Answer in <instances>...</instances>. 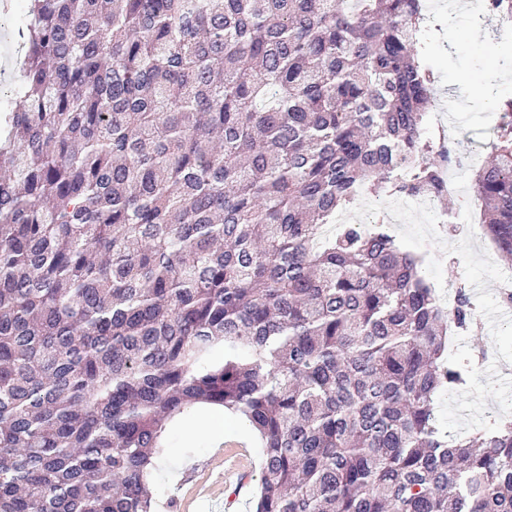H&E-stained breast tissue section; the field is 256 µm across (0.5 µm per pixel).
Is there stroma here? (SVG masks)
<instances>
[{
  "label": "stroma",
  "instance_id": "obj_1",
  "mask_svg": "<svg viewBox=\"0 0 512 512\" xmlns=\"http://www.w3.org/2000/svg\"><path fill=\"white\" fill-rule=\"evenodd\" d=\"M9 3L8 11L0 10L1 110L16 105L4 72L13 65L14 36L27 11L26 0ZM426 3L434 23L424 37L423 63L438 76L429 109L442 112L445 133L463 160L483 165L491 156L498 114L484 95H473L464 104L459 97L462 89L481 81L505 48L494 40L488 23H477L474 13L480 0H468L458 15L451 14L448 0ZM455 182L457 191L447 200L424 203L408 196L376 199L361 194L344 214L350 224L366 223L380 209L394 216L398 245L422 257V271L437 294L461 288L470 297L478 326L454 338L448 348L451 360L469 362L470 377L464 388L441 395L436 403L437 424L453 439L487 429L500 416H512V319L504 317L508 304L496 283L497 276L512 272V266L484 234L473 204L470 170H463ZM448 210L460 215L451 233L436 224L437 213ZM214 415V410L201 408L168 428L159 467L149 484L152 512H252L262 488L259 438L239 415L224 412V428L217 435L223 443H242L249 453L247 464L238 467L246 473L247 484L238 498H231L224 474L235 467L222 446L213 442Z\"/></svg>",
  "mask_w": 512,
  "mask_h": 512
}]
</instances>
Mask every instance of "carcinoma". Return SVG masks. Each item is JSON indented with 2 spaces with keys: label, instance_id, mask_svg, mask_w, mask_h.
<instances>
[{
  "label": "carcinoma",
  "instance_id": "carcinoma-1",
  "mask_svg": "<svg viewBox=\"0 0 512 512\" xmlns=\"http://www.w3.org/2000/svg\"><path fill=\"white\" fill-rule=\"evenodd\" d=\"M0 116V512H151L169 423L239 413L254 512H512V417L450 440L443 308L361 193L449 196L426 0H28ZM512 40V0H491ZM484 14V15H486ZM479 15L478 19H483ZM471 177L512 263V99Z\"/></svg>",
  "mask_w": 512,
  "mask_h": 512
}]
</instances>
